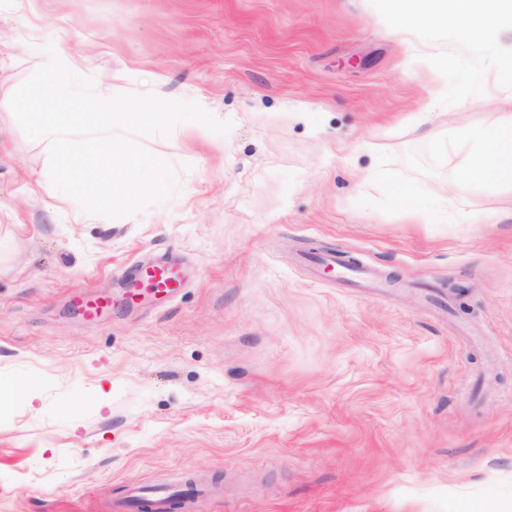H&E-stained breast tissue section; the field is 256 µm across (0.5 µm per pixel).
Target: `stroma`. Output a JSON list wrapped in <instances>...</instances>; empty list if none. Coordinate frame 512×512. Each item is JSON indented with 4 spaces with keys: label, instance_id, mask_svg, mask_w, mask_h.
<instances>
[{
    "label": "stroma",
    "instance_id": "1",
    "mask_svg": "<svg viewBox=\"0 0 512 512\" xmlns=\"http://www.w3.org/2000/svg\"><path fill=\"white\" fill-rule=\"evenodd\" d=\"M411 10L401 32L380 0H0V512L187 480L208 496L167 512H512V182L457 180L512 128V31L466 44ZM49 44L99 95L232 128L142 138L178 194L87 214L7 105ZM159 256L181 288L125 299ZM73 301L88 321H95L112 307L111 299L91 289L75 293Z\"/></svg>",
    "mask_w": 512,
    "mask_h": 512
}]
</instances>
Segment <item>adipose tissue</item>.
<instances>
[{"mask_svg":"<svg viewBox=\"0 0 512 512\" xmlns=\"http://www.w3.org/2000/svg\"><path fill=\"white\" fill-rule=\"evenodd\" d=\"M435 2L414 0L416 15L431 26L452 30L464 42H483L497 32L503 19H512V0H451V8L445 11L437 10ZM481 137L497 151L488 162L463 170L460 181L486 183L503 175L512 178V149L503 146L502 134L487 130Z\"/></svg>","mask_w":512,"mask_h":512,"instance_id":"1","label":"adipose tissue"}]
</instances>
